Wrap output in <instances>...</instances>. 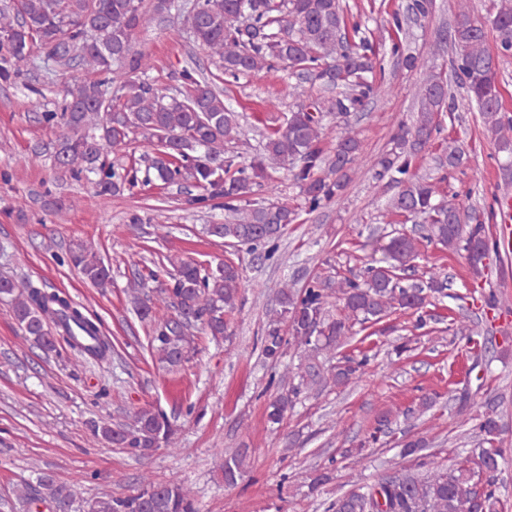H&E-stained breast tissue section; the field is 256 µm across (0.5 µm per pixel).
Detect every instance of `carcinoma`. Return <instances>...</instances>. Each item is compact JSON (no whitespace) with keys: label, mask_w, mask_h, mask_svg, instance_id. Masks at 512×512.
Masks as SVG:
<instances>
[{"label":"carcinoma","mask_w":512,"mask_h":512,"mask_svg":"<svg viewBox=\"0 0 512 512\" xmlns=\"http://www.w3.org/2000/svg\"><path fill=\"white\" fill-rule=\"evenodd\" d=\"M433 0H411L407 15L393 13L389 54L409 74L420 68L408 43V21L428 20ZM190 37L217 60L224 76L283 67L326 92L308 99L289 113L287 121L264 135L261 152L246 162L233 151L246 131L236 112L224 104L223 92L195 77L179 73L181 90L168 95L149 80L148 54L134 48L138 29L156 17L180 11L179 0H17L13 9H0V79L18 77L39 49L60 66L79 63L95 78L76 79L64 91L61 105L40 113L39 122L55 132L54 167L62 176L86 178L101 197L115 196L138 183L135 165L113 160L118 152L140 140L152 152L153 177L165 189L192 181L202 194L192 204L222 201L227 216L206 233L236 249L253 250L274 244L284 228L298 218L299 207L254 197V187L268 170L285 169L299 189L306 211L312 213L339 196L351 173L363 161V141L349 121L364 112L383 85L376 40L367 36V20L353 13L345 0H195ZM495 35V49L488 45ZM455 53L448 66L433 68L411 88L414 111L410 122L392 136L393 147L375 162L374 179L395 189L387 213L422 225L421 232L395 231L373 259L338 279L315 275L302 285L292 282L278 291L279 310L270 316L262 337V353L278 363L291 344L315 358L333 351L356 325L365 330L396 314L417 315L415 327L426 326L422 314L429 297L448 288V278L430 273L423 283L408 282L423 242L439 244L463 255L468 270L479 278L489 269L496 243L486 230L485 217L446 198L441 184L448 174L468 162L456 139L443 140L437 170L420 175L416 161L441 134L438 116L456 105L455 89L479 112L496 149L503 182L512 183V116L505 109L500 62L512 57V0H492L486 15L475 17L467 3L458 5L450 32ZM334 112L343 118L336 138L328 141L322 117ZM71 263L85 279L104 288L112 281L110 268L86 247L70 253ZM173 271L160 280L165 264ZM156 283L159 301L171 313L154 314L150 296L138 299L139 316L149 324L151 354L174 369L196 352L195 331L229 336L231 315L242 288L239 267L231 259L209 272L193 260L167 258L147 268L137 284ZM0 301L12 307L25 335L45 351L56 350L58 337L71 349L96 360L111 350L99 323L55 290L18 283L0 276ZM339 304L337 317L329 306ZM368 355H342L325 371L315 363L293 375L288 393L269 404V420L278 424L301 397L324 384L345 387L366 373ZM480 440L465 459L444 468L424 457L415 465L397 463L400 471L374 484H364L338 497L328 512H496L504 454L498 438L502 428L494 411L475 417ZM97 431L106 441L136 458H146L156 445L173 443L175 429L167 417L141 408L132 423H104ZM247 452L224 456V483L234 486L247 471ZM18 496L43 502L50 512H199L190 492L176 483L144 480L136 492L104 496L80 504L73 492L52 475L38 485H23Z\"/></svg>","instance_id":"1"}]
</instances>
